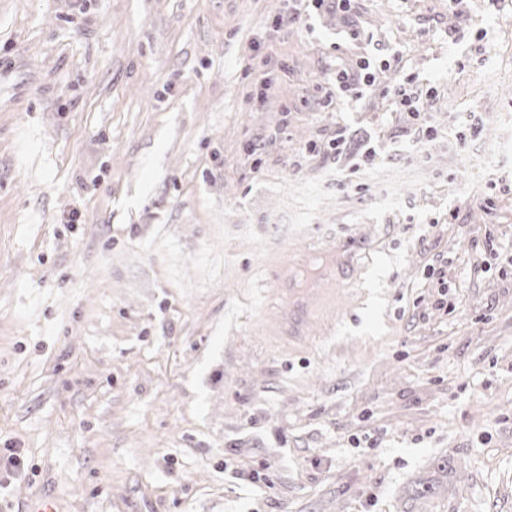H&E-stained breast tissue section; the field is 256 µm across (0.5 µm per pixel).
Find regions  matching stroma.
<instances>
[{"label": "stroma", "mask_w": 512, "mask_h": 512, "mask_svg": "<svg viewBox=\"0 0 512 512\" xmlns=\"http://www.w3.org/2000/svg\"><path fill=\"white\" fill-rule=\"evenodd\" d=\"M507 31L512 0H0V512H512Z\"/></svg>", "instance_id": "1"}]
</instances>
